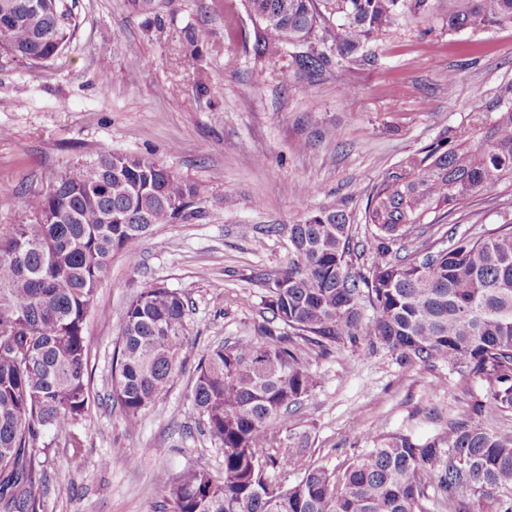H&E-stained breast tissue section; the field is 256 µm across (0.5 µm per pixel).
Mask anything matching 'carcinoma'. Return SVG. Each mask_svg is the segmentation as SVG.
<instances>
[{"instance_id": "1", "label": "carcinoma", "mask_w": 512, "mask_h": 512, "mask_svg": "<svg viewBox=\"0 0 512 512\" xmlns=\"http://www.w3.org/2000/svg\"><path fill=\"white\" fill-rule=\"evenodd\" d=\"M172 0H130L162 29ZM253 51L269 61L300 47L310 74L327 63L316 40L342 58L429 0H244ZM512 24V0H448V34ZM72 35L60 0H0V52L40 65ZM181 66L208 91L204 52L184 28ZM512 186V104L469 145H432L372 189L365 219L376 233L362 244L368 273L352 266L345 208L309 213L288 225L296 260L267 283L262 341L210 348L198 365L191 410L218 447L224 468L205 463L156 488L171 512H512V432L485 427L483 405L468 422L424 442L379 435L342 471L305 465L306 437L288 418L319 387L299 343L382 348L399 365L439 361L463 379L484 381L512 411V224L448 239L422 259H392V247L430 215L451 213L482 191ZM198 187L140 155L97 152L50 178L29 204L30 220L0 225V512H41L39 455L50 436L74 431L91 404L85 334L97 289L118 252L134 255L157 224L202 215ZM187 309L175 291L144 282L127 304L112 367V395L128 421L152 408L182 369ZM285 432L273 440L268 431ZM433 495H428V491Z\"/></svg>"}]
</instances>
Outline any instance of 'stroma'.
Instances as JSON below:
<instances>
[{
  "label": "stroma",
  "mask_w": 512,
  "mask_h": 512,
  "mask_svg": "<svg viewBox=\"0 0 512 512\" xmlns=\"http://www.w3.org/2000/svg\"><path fill=\"white\" fill-rule=\"evenodd\" d=\"M74 21L67 49L38 66L0 57V224L26 220L29 198L65 166L106 149L153 158L195 183L203 217L155 225L133 256L115 255L87 320L92 403L70 445L55 436L43 456V512H165L160 484L224 453L204 434L189 395L208 348L258 338L265 281L293 260L283 228L344 203L354 241L374 231L364 212L373 186L440 138L474 139L512 88V25L448 31L438 0L429 24L413 21L371 43L370 64L330 55L317 78L296 70L290 50L255 57V22L244 0H173L164 29L148 27L128 0H64ZM191 27L216 93H201L179 64ZM110 85L101 93L100 61ZM138 66L137 83L127 70ZM454 81H447V74ZM512 224V187L488 189L432 226L409 250L444 246ZM178 292L188 308L183 370L157 405L128 423L111 399L112 358L126 302L141 283ZM302 354L319 387L290 420L309 436V464L343 469L375 436L424 440L468 420L486 403L488 427L512 430V412L485 382L447 366H399L386 351L333 348ZM134 449L137 463L121 451Z\"/></svg>",
  "instance_id": "35a3bbf8"
}]
</instances>
